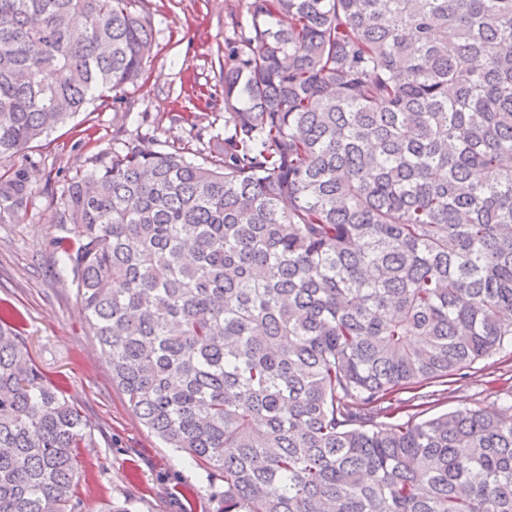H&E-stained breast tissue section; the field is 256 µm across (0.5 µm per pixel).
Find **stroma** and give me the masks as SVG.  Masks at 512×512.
Returning a JSON list of instances; mask_svg holds the SVG:
<instances>
[{
  "instance_id": "1",
  "label": "stroma",
  "mask_w": 512,
  "mask_h": 512,
  "mask_svg": "<svg viewBox=\"0 0 512 512\" xmlns=\"http://www.w3.org/2000/svg\"><path fill=\"white\" fill-rule=\"evenodd\" d=\"M150 17L156 46L143 76L109 94L14 159L0 174L29 172L33 204L0 217V307L18 313V329L41 372L60 384L86 420L90 436L78 455L75 512H104L131 501L134 512H216L223 480L167 448L113 385L91 335L76 285L52 245L70 233L60 198L85 159L109 155L118 140L150 134L161 143L208 142L224 129V85L218 59L249 23L247 0H136ZM194 123H186V116ZM512 386V361L476 362L433 397L428 415L460 408L495 411L498 389Z\"/></svg>"
}]
</instances>
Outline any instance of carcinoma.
<instances>
[{
    "instance_id": "carcinoma-1",
    "label": "carcinoma",
    "mask_w": 512,
    "mask_h": 512,
    "mask_svg": "<svg viewBox=\"0 0 512 512\" xmlns=\"http://www.w3.org/2000/svg\"><path fill=\"white\" fill-rule=\"evenodd\" d=\"M247 10L202 161L142 136L65 191L53 244L112 384L224 478L218 512H512V390L413 411L512 358V0ZM154 45L132 0H0V161ZM31 205L0 175V213ZM87 437L1 310L0 512H74ZM499 357L478 361L467 369L466 375L448 383V386H432L423 390H445L420 409H428L423 417L438 415L460 408H475L486 412L495 411L501 401L496 390L512 386V361H498ZM497 360V361H496ZM419 409V410H420Z\"/></svg>"
}]
</instances>
